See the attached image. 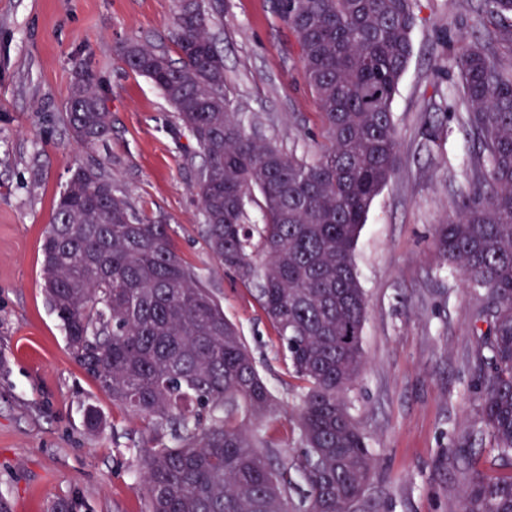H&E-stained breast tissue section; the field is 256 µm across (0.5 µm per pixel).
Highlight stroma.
Masks as SVG:
<instances>
[{"mask_svg":"<svg viewBox=\"0 0 512 512\" xmlns=\"http://www.w3.org/2000/svg\"><path fill=\"white\" fill-rule=\"evenodd\" d=\"M479 0H420L413 55L394 97L399 164L375 197L354 250L367 300L364 367L351 413L375 459L367 499L378 512H448L465 484L452 448H481L471 314L476 299L443 265L433 233L469 189L473 143L455 109L459 39ZM212 28L224 79L246 128L283 150H312L301 128L318 109L298 76L295 36L269 0H219ZM175 0H0V512H54L81 497L85 512H142L136 490L144 424L113 407L71 358L41 280L45 232L77 166L111 161L112 181L139 212L163 216L173 245L240 330L276 402L260 426L280 441L276 460L300 453L303 384L255 299L222 269L203 236L193 187L203 156L162 93L130 70L128 39L178 58ZM100 82L112 137L78 146L63 124L78 66ZM439 125L432 151L423 130ZM95 405L108 427L88 433Z\"/></svg>","mask_w":512,"mask_h":512,"instance_id":"stroma-1","label":"stroma"}]
</instances>
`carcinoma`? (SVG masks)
<instances>
[{
  "label": "carcinoma",
  "mask_w": 512,
  "mask_h": 512,
  "mask_svg": "<svg viewBox=\"0 0 512 512\" xmlns=\"http://www.w3.org/2000/svg\"><path fill=\"white\" fill-rule=\"evenodd\" d=\"M419 0H270L298 41L300 77L319 108L313 156L246 130L224 81L206 0H177L176 61L137 40L120 49L177 112L204 156L194 186L206 243L256 299L305 383L304 452L272 463L276 445L255 421L274 399L218 300L174 250L169 224L142 215L112 185L109 166L78 167L46 232V299L74 361L112 404L144 421L137 491L146 512H291L295 476L306 512H350L374 460L350 414L364 358L366 298L353 252L374 198L397 169L393 100L413 55ZM493 32L464 41L457 100L474 144L470 186L456 216L435 228L445 264L479 296L471 315L482 433L493 460L512 466V0H482ZM64 123L92 148L112 137L96 76L82 68ZM259 192L264 223L244 222ZM470 471L449 512H512V472Z\"/></svg>",
  "instance_id": "obj_1"
}]
</instances>
